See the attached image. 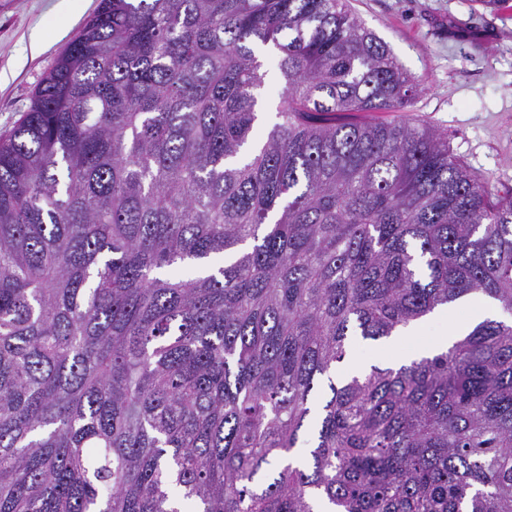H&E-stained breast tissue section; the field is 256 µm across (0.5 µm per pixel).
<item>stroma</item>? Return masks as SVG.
Masks as SVG:
<instances>
[{
    "instance_id": "obj_1",
    "label": "stroma",
    "mask_w": 512,
    "mask_h": 512,
    "mask_svg": "<svg viewBox=\"0 0 512 512\" xmlns=\"http://www.w3.org/2000/svg\"><path fill=\"white\" fill-rule=\"evenodd\" d=\"M99 0H0V135L26 112L45 74ZM357 18L391 49L418 85L412 107L369 120L411 121L447 137L448 148L497 195L512 193V9L480 0H350ZM40 31L43 48L29 49ZM425 319L395 347L353 337L337 376L417 350L448 330Z\"/></svg>"
}]
</instances>
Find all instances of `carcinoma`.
<instances>
[{"label":"carcinoma","mask_w":512,"mask_h":512,"mask_svg":"<svg viewBox=\"0 0 512 512\" xmlns=\"http://www.w3.org/2000/svg\"><path fill=\"white\" fill-rule=\"evenodd\" d=\"M415 94L348 0H100L0 137V512H512L496 317L329 383L290 461L351 337L512 315V196L362 118Z\"/></svg>","instance_id":"carcinoma-1"}]
</instances>
